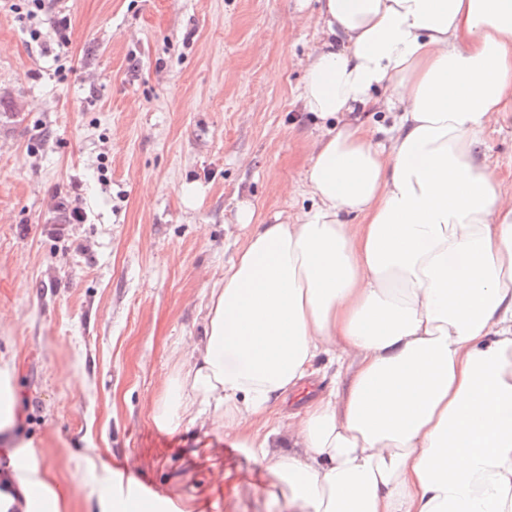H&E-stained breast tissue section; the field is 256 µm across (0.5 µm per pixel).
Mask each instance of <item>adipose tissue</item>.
Listing matches in <instances>:
<instances>
[{
    "instance_id": "ef3b65f1",
    "label": "adipose tissue",
    "mask_w": 512,
    "mask_h": 512,
    "mask_svg": "<svg viewBox=\"0 0 512 512\" xmlns=\"http://www.w3.org/2000/svg\"><path fill=\"white\" fill-rule=\"evenodd\" d=\"M319 2L300 100L337 125L310 145L311 204L220 272L153 420L223 432L286 512H512V189L478 158L512 107V0ZM324 359L349 379L287 411ZM15 370L0 355V512H42L60 493Z\"/></svg>"
}]
</instances>
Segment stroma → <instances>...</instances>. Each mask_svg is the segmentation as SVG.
Masks as SVG:
<instances>
[{"instance_id": "obj_1", "label": "stroma", "mask_w": 512, "mask_h": 512, "mask_svg": "<svg viewBox=\"0 0 512 512\" xmlns=\"http://www.w3.org/2000/svg\"><path fill=\"white\" fill-rule=\"evenodd\" d=\"M21 2L0 0V353L17 361L23 438L67 489L61 512H97L85 493L115 473L179 512H277L245 449L151 413L245 242L238 205L272 224L310 203L316 0L299 21L296 0H62L32 21ZM479 157L512 187V111ZM218 464L256 492L214 487Z\"/></svg>"}]
</instances>
